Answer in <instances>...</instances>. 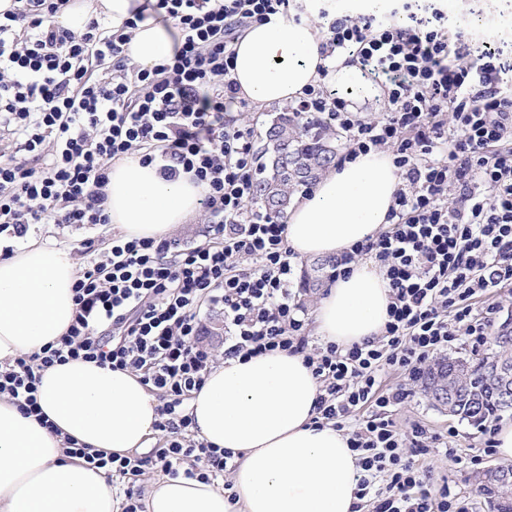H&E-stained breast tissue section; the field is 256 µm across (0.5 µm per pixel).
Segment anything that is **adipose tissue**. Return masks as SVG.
<instances>
[{"mask_svg": "<svg viewBox=\"0 0 512 512\" xmlns=\"http://www.w3.org/2000/svg\"><path fill=\"white\" fill-rule=\"evenodd\" d=\"M154 0H72L52 18L75 33L91 20L113 28L136 12L126 54L151 69L179 41L172 22L154 17ZM231 79L241 95L265 106L303 96L319 81L350 88L362 82L345 57L325 53L318 29L287 15L246 30L234 46ZM400 183L384 152L372 151L328 169L312 195L296 197L286 240L296 258L333 257L386 224ZM112 224L129 237L161 239L201 208L205 189L190 175L162 178L130 156L113 162L107 186ZM74 249L25 237L0 259V365L40 351L71 325L76 306ZM389 282L372 263L353 265L331 283L315 310L316 332L341 345L379 334L387 318ZM37 401L50 421L23 415L0 393V512H121L107 472L68 457V440L90 453L126 456L156 435L161 406L138 374L82 359L40 370ZM319 384L299 354L272 352L212 366L188 412L197 438L237 452L233 492L182 475L147 484L145 512H355L357 466L347 438L314 419ZM40 414V415H41Z\"/></svg>", "mask_w": 512, "mask_h": 512, "instance_id": "adipose-tissue-1", "label": "adipose tissue"}]
</instances>
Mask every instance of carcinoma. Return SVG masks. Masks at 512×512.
<instances>
[{
	"instance_id": "cac0c4a2",
	"label": "carcinoma",
	"mask_w": 512,
	"mask_h": 512,
	"mask_svg": "<svg viewBox=\"0 0 512 512\" xmlns=\"http://www.w3.org/2000/svg\"><path fill=\"white\" fill-rule=\"evenodd\" d=\"M342 136L326 124L306 121L295 112L278 113L266 130L260 148L253 202L271 216L283 218L292 197L321 179L343 149ZM334 266L329 258H317L303 272V288H319ZM506 321L493 337V348L475 361L453 357L438 360L424 376L422 388L433 406H446L448 412L478 427L490 416L512 412V393L503 397L498 382L491 377L493 363L512 365V336L502 331L511 327ZM452 377L453 388L446 397L432 391L440 375ZM477 490L491 507V512H512V481L504 483L476 472L471 476Z\"/></svg>"
}]
</instances>
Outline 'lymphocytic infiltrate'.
Returning a JSON list of instances; mask_svg holds the SVG:
<instances>
[{"label": "lymphocytic infiltrate", "instance_id": "1", "mask_svg": "<svg viewBox=\"0 0 512 512\" xmlns=\"http://www.w3.org/2000/svg\"><path fill=\"white\" fill-rule=\"evenodd\" d=\"M0 13V258L36 224L109 223L105 188L113 161L128 156L175 179L205 184L202 208L215 243L115 235L83 241L91 259L74 287L70 329L40 352L0 368V392L23 415L36 413L37 372L83 359L139 375L161 400L165 438L149 455L73 456L118 479L122 512H142L155 473L218 478L233 452L199 440L187 401L211 360L201 345L202 308L224 315V355H303L319 383L316 424L343 432L357 458V496L373 512H467L448 486L430 490L411 454L432 451L421 425L403 430L392 410L414 393L422 367L453 342L482 343L494 297L512 285V52L491 33L465 40L432 0L404 20L348 12L316 19L327 52L348 53L384 92L382 117L317 85L297 110L348 139L347 159L371 151L393 158L401 182L389 223L336 262V274L371 259L389 281L387 320L377 335L348 346L313 348L292 291L294 255L285 226L250 207L256 155L231 80L233 46L289 0H156L181 41L169 63L130 65L125 46L137 27L92 20L76 34L50 25L69 0H14ZM404 372L382 387L381 373Z\"/></svg>", "mask_w": 512, "mask_h": 512}]
</instances>
